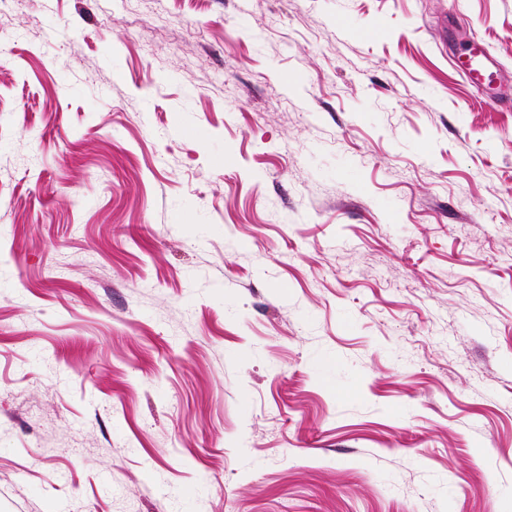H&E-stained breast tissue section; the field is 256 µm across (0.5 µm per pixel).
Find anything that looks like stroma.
Returning a JSON list of instances; mask_svg holds the SVG:
<instances>
[{"instance_id": "obj_1", "label": "stroma", "mask_w": 512, "mask_h": 512, "mask_svg": "<svg viewBox=\"0 0 512 512\" xmlns=\"http://www.w3.org/2000/svg\"><path fill=\"white\" fill-rule=\"evenodd\" d=\"M0 512H512V0H0ZM459 75L467 82L479 87H492L499 80L498 70L491 64L486 48L474 41L467 53L455 61Z\"/></svg>"}]
</instances>
